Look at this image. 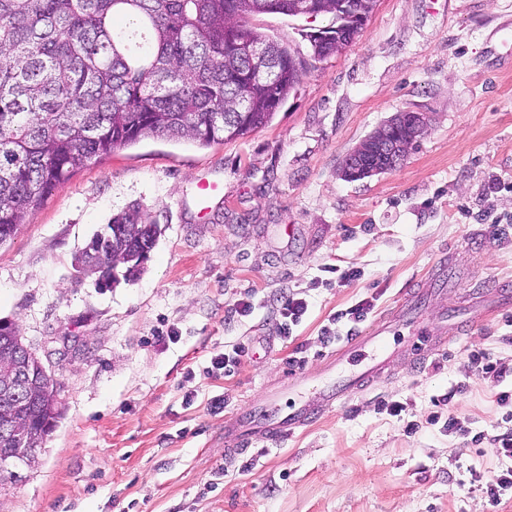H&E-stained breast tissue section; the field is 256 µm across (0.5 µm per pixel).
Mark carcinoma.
<instances>
[{"label": "carcinoma", "instance_id": "1", "mask_svg": "<svg viewBox=\"0 0 512 512\" xmlns=\"http://www.w3.org/2000/svg\"><path fill=\"white\" fill-rule=\"evenodd\" d=\"M294 0H0V245L53 192L91 162L144 139L201 147L270 126L296 93L295 51L250 19L288 15ZM121 18L123 26H114ZM265 44L267 72L231 45ZM137 212L94 234L95 285L112 261L136 267L158 225ZM58 381L23 408L33 447L61 415Z\"/></svg>", "mask_w": 512, "mask_h": 512}]
</instances>
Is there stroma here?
<instances>
[{"mask_svg":"<svg viewBox=\"0 0 512 512\" xmlns=\"http://www.w3.org/2000/svg\"><path fill=\"white\" fill-rule=\"evenodd\" d=\"M257 25L307 66L269 127L209 148L116 149L0 246V319L52 369L63 407L37 466L0 479V512H512V498L493 507L479 484L454 486L502 460L427 422L433 397L460 384L444 413L495 433L496 393L512 388V305L500 297L512 233L491 224L512 215V0H379L364 33L322 59L306 20ZM403 111L430 119L416 148L394 170L343 180L347 153ZM203 178L222 193L201 219ZM131 210L159 226L156 245L134 278L95 287L76 259ZM328 266L361 277L329 283ZM412 288L420 296L393 320V361L373 387L281 448L256 439L231 456L225 423L271 394L288 409L298 377L333 378L318 338L336 311L373 294L378 317ZM289 290L308 312L286 341L276 304ZM241 300L250 314L236 313ZM237 343L249 348L239 368L209 376L211 356ZM479 348L506 367L500 387L468 366ZM382 399L404 412H378Z\"/></svg>","mask_w":512,"mask_h":512,"instance_id":"35a3bbf8","label":"stroma"}]
</instances>
